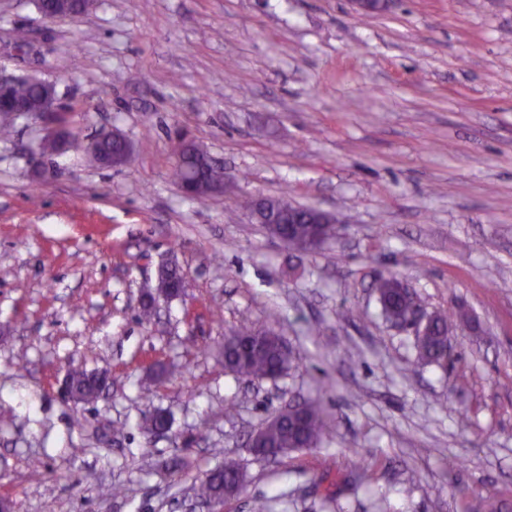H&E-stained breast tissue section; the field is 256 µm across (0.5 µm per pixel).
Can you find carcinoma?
<instances>
[{"label": "carcinoma", "mask_w": 512, "mask_h": 512, "mask_svg": "<svg viewBox=\"0 0 512 512\" xmlns=\"http://www.w3.org/2000/svg\"><path fill=\"white\" fill-rule=\"evenodd\" d=\"M39 96L40 92L25 82L17 83L11 89L13 99L32 105L38 103ZM179 152L193 169L199 185H207L211 168L202 164V161L208 159L206 151L188 142L180 145ZM264 209L278 214L283 220L281 224L265 225L267 233L275 239L285 237L301 244L321 236L329 241L338 232V228L331 222L314 223L309 212L298 208L286 194L266 199ZM401 283L402 279L396 275L382 276L375 283L382 314L388 319L404 315L408 307L400 291ZM452 326L450 316L441 313L432 315L428 333L416 340V357L420 363L444 366L447 360V333ZM282 342L279 321L275 316L270 317V325L264 329H255L242 323L224 337V369L238 377L252 379H267L276 373L282 374L292 364L291 354L282 350ZM69 382L80 405H87L97 398L94 374L75 368L69 371ZM326 432L327 423L322 407L316 401H309L300 404L298 410L279 421H267L264 429L265 444L280 449L285 456L291 451L319 447ZM244 486L245 473L242 467L237 461L228 459L224 461V467L211 471L201 480L195 493L201 499L220 496L227 502L238 496Z\"/></svg>", "instance_id": "1"}]
</instances>
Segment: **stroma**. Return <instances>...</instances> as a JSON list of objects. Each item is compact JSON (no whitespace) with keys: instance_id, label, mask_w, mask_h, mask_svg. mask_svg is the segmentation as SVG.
<instances>
[{"instance_id":"obj_1","label":"stroma","mask_w":512,"mask_h":512,"mask_svg":"<svg viewBox=\"0 0 512 512\" xmlns=\"http://www.w3.org/2000/svg\"><path fill=\"white\" fill-rule=\"evenodd\" d=\"M0 74L54 83L79 143L33 165L35 115L0 139V499L206 512L193 487L232 457L246 483L224 512H512V0H95L64 21L0 0ZM112 129L132 146L118 168L80 148ZM183 135L224 193L172 180ZM283 192L339 238L285 248L241 205ZM167 260L186 292L142 320ZM389 274L459 314L445 368L382 317ZM273 314L293 368L227 373L225 334ZM72 367L109 390L73 407ZM307 399L321 447L255 460L254 429ZM159 410L171 430L146 439ZM362 461L327 498L322 472Z\"/></svg>"}]
</instances>
